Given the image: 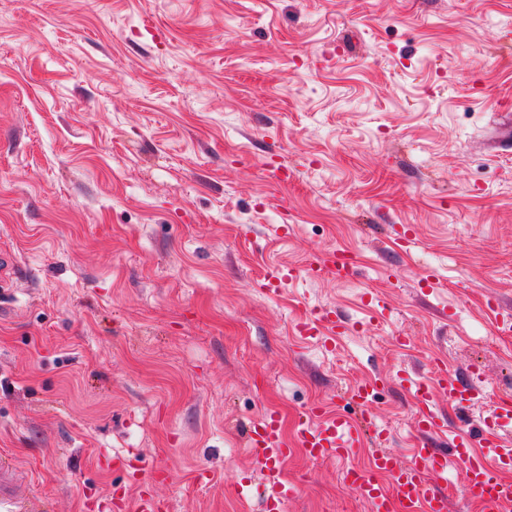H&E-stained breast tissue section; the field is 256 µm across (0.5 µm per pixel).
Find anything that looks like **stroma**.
<instances>
[{
    "instance_id": "1",
    "label": "stroma",
    "mask_w": 512,
    "mask_h": 512,
    "mask_svg": "<svg viewBox=\"0 0 512 512\" xmlns=\"http://www.w3.org/2000/svg\"><path fill=\"white\" fill-rule=\"evenodd\" d=\"M510 130L512 0H0V454L38 512H261L249 427L375 377L409 460L396 375L435 359L484 391L436 396L440 447L512 399ZM334 250L356 277L297 278ZM375 447L293 448L285 512H369ZM297 331L303 336H332L339 335L344 325L339 322L334 311L317 313L313 318H305L297 324Z\"/></svg>"
}]
</instances>
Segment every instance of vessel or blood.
<instances>
[{"mask_svg":"<svg viewBox=\"0 0 512 512\" xmlns=\"http://www.w3.org/2000/svg\"><path fill=\"white\" fill-rule=\"evenodd\" d=\"M353 262L346 253L332 254L329 259L310 260L301 276L316 277L333 273L337 279H348ZM344 329L335 312L324 311L301 320L297 331L304 336H335ZM399 384L414 386L416 413L414 429L417 445L409 461L403 462L383 449V432H375L376 449L366 467H350L344 474L346 484L369 507L370 512H448V495L436 489L432 476L447 472L449 464L465 471V494L478 503L482 512H512V482L504 480L502 471L512 468V448L505 447L501 433L512 427V405L496 407L480 425L458 431L451 451L433 447L434 435L443 433L446 420L433 404V391L443 393L449 403L463 406L476 400L481 391L449 375L439 362L432 361L427 379H413L407 372L398 375ZM296 443L288 445L281 436L279 421L269 415L252 427L247 443L258 465L272 486L265 508L280 512L295 493V487L281 480V466L292 447L302 448L309 459L318 460L333 454L343 458L356 452L367 434L364 427L350 416L328 413L324 405H316L303 414L296 425Z\"/></svg>","mask_w":512,"mask_h":512,"instance_id":"vessel-or-blood-1","label":"vessel or blood"}]
</instances>
